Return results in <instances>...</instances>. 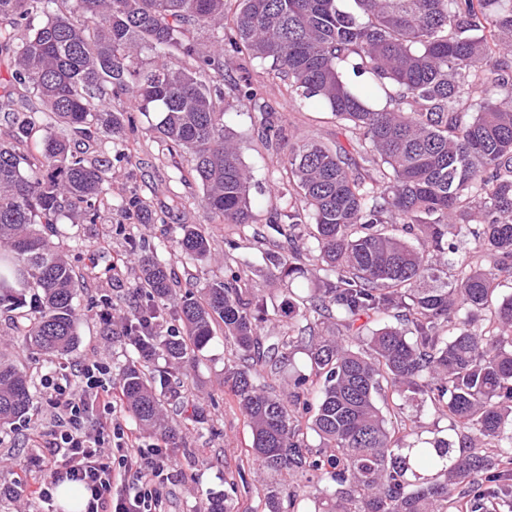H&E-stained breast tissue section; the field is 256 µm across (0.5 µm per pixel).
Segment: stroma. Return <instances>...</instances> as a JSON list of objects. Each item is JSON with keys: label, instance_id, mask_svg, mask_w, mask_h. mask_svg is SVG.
<instances>
[{"label": "stroma", "instance_id": "35a3bbf8", "mask_svg": "<svg viewBox=\"0 0 512 512\" xmlns=\"http://www.w3.org/2000/svg\"><path fill=\"white\" fill-rule=\"evenodd\" d=\"M250 75L259 88V111L229 112L225 121L236 136L241 158L251 172L250 200L253 226L237 227L220 220H205L201 208L202 189L190 175L188 154L168 151L152 130L155 114L134 113L133 127L112 146V197L140 198L154 221L125 217L103 209L95 224H63L56 242L85 276L79 291V343L66 356L79 367L97 354H104L112 379H119L129 347L124 337L108 335L100 312L103 300L113 304V315H122L133 294L135 262L126 247L128 236L154 246L166 260L179 290L200 289L223 279L225 264L243 268L246 285L262 288L261 298L269 324H276L277 309L286 292L310 295L318 282L298 278L290 284L274 280L268 273L253 232H267L269 225L284 224L288 211L278 190L285 176V153L267 147L261 138L262 111L272 112L285 135L313 138L328 144L346 142L333 113L320 105L291 102L283 83L257 66ZM198 224L209 237L211 254L205 259L183 262L171 253L177 225ZM24 309L0 310V344L10 345L17 362L33 379H40L49 362L24 346L17 328ZM235 354L216 335L202 352L172 379L163 399L169 420L179 428L171 454L174 476L168 486L169 512H202L213 496L226 497L233 512H261L265 491L253 461L251 436L243 417L224 393V368ZM51 410L42 399H34L27 418L0 429V485L44 476L35 463L34 432L46 429Z\"/></svg>", "mask_w": 512, "mask_h": 512}]
</instances>
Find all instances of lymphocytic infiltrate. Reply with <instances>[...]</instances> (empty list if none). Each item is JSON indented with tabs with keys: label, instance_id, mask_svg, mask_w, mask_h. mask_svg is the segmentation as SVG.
<instances>
[{
	"label": "lymphocytic infiltrate",
	"instance_id": "1",
	"mask_svg": "<svg viewBox=\"0 0 512 512\" xmlns=\"http://www.w3.org/2000/svg\"><path fill=\"white\" fill-rule=\"evenodd\" d=\"M107 368L100 357L75 370L60 362L41 375L53 421L47 437L33 443L44 451L46 476L0 486V497L26 495L48 504L66 481L83 490V512H167L173 459L161 445H140L126 431L117 415L124 397L105 380Z\"/></svg>",
	"mask_w": 512,
	"mask_h": 512
}]
</instances>
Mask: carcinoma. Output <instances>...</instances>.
Instances as JSON below:
<instances>
[{"instance_id":"carcinoma-1","label":"carcinoma","mask_w":512,"mask_h":512,"mask_svg":"<svg viewBox=\"0 0 512 512\" xmlns=\"http://www.w3.org/2000/svg\"><path fill=\"white\" fill-rule=\"evenodd\" d=\"M57 2L0 0V17L13 20L0 29L13 59L0 85L24 86L45 107L0 141V308L20 302L17 288L30 293L25 345L62 357L78 342L79 275L52 237L64 218L100 219L112 158L81 145L122 137L125 103L159 113L156 138L190 155L206 218L254 223L250 171L224 114L257 109L258 93L238 82L236 104L220 110V85L198 78L227 45L351 133L348 150L287 144L268 112L261 127L267 145L288 147L289 220L262 259L282 282L312 266L324 276L307 299L282 301L287 330L271 341L259 289L242 286L240 269L184 293L173 317L185 335L161 336L149 322L168 315L174 282L166 263L138 256L140 304L119 331L135 351L119 380L127 408L175 436L158 390L222 332L236 356L224 392L250 429L254 462L279 480L263 512H285V501L297 512L301 491L324 480L335 489L308 496L311 512H452L480 505L486 479L512 499V295L493 302L512 279V0H236L230 16L224 0H71L66 13ZM200 28L210 54L194 38ZM309 219L308 238L298 229ZM452 229L494 264L441 278L427 254L456 252ZM209 253L200 225L180 226L178 257ZM383 316L398 324L363 334ZM296 348L310 374L275 387ZM158 358L167 368L155 369ZM419 392L460 444L480 445L422 437L396 403ZM32 405L30 377L0 356V428Z\"/></svg>"}]
</instances>
